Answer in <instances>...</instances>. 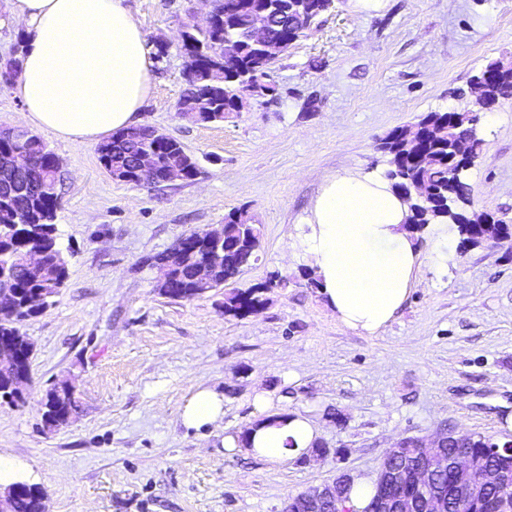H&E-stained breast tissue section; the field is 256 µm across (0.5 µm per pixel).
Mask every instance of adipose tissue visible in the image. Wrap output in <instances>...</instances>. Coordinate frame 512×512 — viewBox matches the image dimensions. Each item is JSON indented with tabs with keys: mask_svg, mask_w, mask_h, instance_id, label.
<instances>
[{
	"mask_svg": "<svg viewBox=\"0 0 512 512\" xmlns=\"http://www.w3.org/2000/svg\"><path fill=\"white\" fill-rule=\"evenodd\" d=\"M24 48L13 91L27 119L64 141L91 143L137 125L152 92L149 37L126 0H16ZM409 205L381 174L323 179L303 219V247L326 306L338 323L376 335L417 285L421 255L404 224ZM224 445L277 466L309 454L319 432L298 414L266 412ZM224 418V397L197 388L181 411L186 427Z\"/></svg>",
	"mask_w": 512,
	"mask_h": 512,
	"instance_id": "obj_1",
	"label": "adipose tissue"
}]
</instances>
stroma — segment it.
Masks as SVG:
<instances>
[{
    "instance_id": "1",
    "label": "stroma",
    "mask_w": 512,
    "mask_h": 512,
    "mask_svg": "<svg viewBox=\"0 0 512 512\" xmlns=\"http://www.w3.org/2000/svg\"><path fill=\"white\" fill-rule=\"evenodd\" d=\"M151 43L141 122L180 141L191 180L160 186L113 179L93 143L40 135L62 170L56 235L68 277L51 305L24 321L34 346L30 386L0 400V457L40 484L47 512H282L340 472L372 478L406 437L447 432L512 439V238L457 250L447 269L425 259L418 285L380 334L336 322L306 277L300 222L323 176L385 173L378 143L430 112L476 109L473 75L512 58V0H385L361 13L333 0L268 69L275 96L244 93L221 124L182 119L185 23L205 24L209 0H127ZM469 170L472 208L512 225V97L480 122ZM246 210L258 257L234 281L192 300L161 295L152 257L183 234L219 230ZM279 275L264 307L225 314L224 295ZM74 381L80 411L47 428L41 401ZM224 395V420L186 427L196 387ZM272 410L319 430L325 456L273 467L225 448L256 418V388Z\"/></svg>"
}]
</instances>
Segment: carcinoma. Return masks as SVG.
I'll list each match as a JSON object with an SVG mask.
<instances>
[{"label":"carcinoma","instance_id":"carcinoma-1","mask_svg":"<svg viewBox=\"0 0 512 512\" xmlns=\"http://www.w3.org/2000/svg\"><path fill=\"white\" fill-rule=\"evenodd\" d=\"M329 0H216L215 17L210 28H188L183 33L181 49L188 58L190 77L178 101V114L192 123H222L244 109L239 88L245 82L255 84L259 95L273 96L274 85L264 81L272 61L284 54L304 36L328 8ZM267 20L269 41L277 52L267 54L252 37V26L259 19ZM233 53L224 57V43ZM512 97V75L499 74L485 80L480 111H488L502 98ZM480 124L472 111L448 110L422 116L414 137L407 128L397 127L381 140L379 149L389 156L390 169L385 176L393 188L405 192L413 182L427 188L429 202L409 206L407 229L414 233L429 224H456L470 246L477 247L494 236L508 234V224H483L481 214L468 212L472 188L468 182L469 167L481 150L477 134ZM24 153L37 161V167L23 170L15 165V154ZM101 165L113 179L134 181L136 163L143 156H153L165 166L178 161L189 176L198 173L197 161L188 155L182 144L162 133L145 134L143 127H130L112 135L98 146ZM59 160L36 134L21 129L12 133L0 130V285L8 288L20 310L11 323H0V336L20 335L21 324L43 311L61 290L67 278L66 260L48 258L42 268L31 272L26 263L28 240L21 235L28 230L34 238H42L46 249L61 253L56 242V211L59 207L57 184L60 181ZM261 247V231L248 222L245 213L237 210L224 218V246L210 252L211 282L198 279L202 258L190 252L170 250L155 257L166 263L169 280L158 285L161 294L172 299L192 300L224 287V279L238 277L251 262L257 260ZM273 282L231 292L224 296V313L242 317L264 305L262 288ZM65 404L57 427L69 422L78 413L75 388L68 382L60 390L51 389L43 400L44 414L56 398ZM488 437L482 435H448L446 450L468 448L480 463H495ZM5 512H42L39 492L23 484L4 499Z\"/></svg>","mask_w":512,"mask_h":512}]
</instances>
